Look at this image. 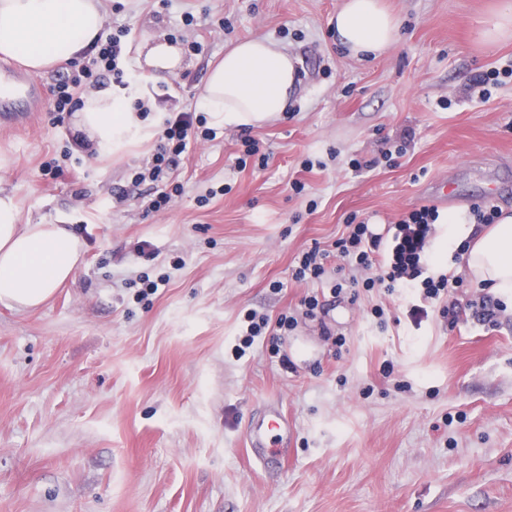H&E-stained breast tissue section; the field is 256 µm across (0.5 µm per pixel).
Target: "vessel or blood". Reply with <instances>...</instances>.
Listing matches in <instances>:
<instances>
[{
	"instance_id": "b4317fda",
	"label": "vessel or blood",
	"mask_w": 512,
	"mask_h": 512,
	"mask_svg": "<svg viewBox=\"0 0 512 512\" xmlns=\"http://www.w3.org/2000/svg\"><path fill=\"white\" fill-rule=\"evenodd\" d=\"M43 98L40 81L20 76L10 66L0 64V127L13 129L25 125L28 112L38 107ZM287 444L288 420L280 409L249 422L246 445L265 472L279 467L283 459L281 450Z\"/></svg>"
}]
</instances>
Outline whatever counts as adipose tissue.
I'll return each mask as SVG.
<instances>
[{
    "instance_id": "1",
    "label": "adipose tissue",
    "mask_w": 512,
    "mask_h": 512,
    "mask_svg": "<svg viewBox=\"0 0 512 512\" xmlns=\"http://www.w3.org/2000/svg\"><path fill=\"white\" fill-rule=\"evenodd\" d=\"M104 20L103 0H0V57L35 72L83 53L97 39ZM338 42L355 56L391 50L399 39L396 19L381 0H345L331 21ZM152 78L165 79L182 66L179 46L150 38L142 47ZM297 79L290 54L268 40H243L211 69L198 105L214 125L242 126L285 112ZM72 125L79 151L91 156L118 153L136 138L149 136L125 100L93 90L84 95ZM443 234L434 243L436 262H452L461 245L469 277L496 295L512 298V212L501 210L491 229L476 233L466 207L442 215ZM81 241L59 224H22L11 197L0 196V303L20 309L47 302L75 276Z\"/></svg>"
}]
</instances>
